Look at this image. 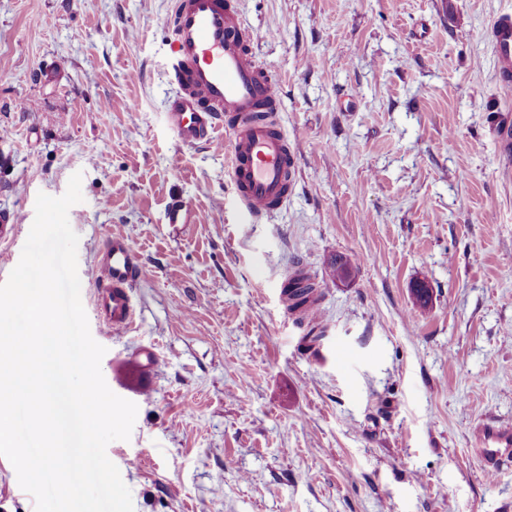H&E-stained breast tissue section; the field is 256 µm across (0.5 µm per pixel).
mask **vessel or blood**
Masks as SVG:
<instances>
[{
    "mask_svg": "<svg viewBox=\"0 0 512 512\" xmlns=\"http://www.w3.org/2000/svg\"><path fill=\"white\" fill-rule=\"evenodd\" d=\"M501 91L512 94V14L499 15L490 29ZM237 0H174L168 77L176 87L167 123L183 145L209 141L224 129L236 202L256 223L286 206L297 177V159L277 118L275 78L254 50ZM100 271L95 308L115 331L129 329L135 310L132 289L140 256L124 236L106 238L97 255ZM476 452L493 476L512 461V428L484 425Z\"/></svg>",
    "mask_w": 512,
    "mask_h": 512,
    "instance_id": "b4317fda",
    "label": "vessel or blood"
}]
</instances>
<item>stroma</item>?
<instances>
[{
    "instance_id": "obj_1",
    "label": "stroma",
    "mask_w": 512,
    "mask_h": 512,
    "mask_svg": "<svg viewBox=\"0 0 512 512\" xmlns=\"http://www.w3.org/2000/svg\"><path fill=\"white\" fill-rule=\"evenodd\" d=\"M171 7L0 0V214L20 218L0 283L38 193L81 173V300L108 387L138 407L107 447L135 512H512V468L487 477L474 452L477 426L512 423V165L495 134L512 97L489 40L512 0H239L299 169L255 224L223 146L166 125ZM173 198L196 223H165ZM112 234L143 264L120 332L94 305ZM339 254L358 261L344 284ZM295 265L323 293L314 349L277 294ZM0 512H35L2 456Z\"/></svg>"
}]
</instances>
